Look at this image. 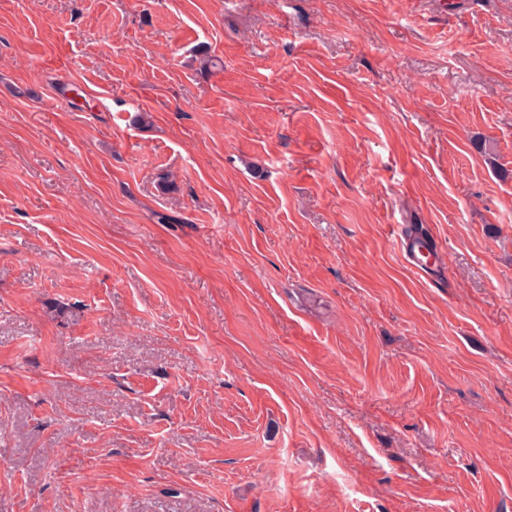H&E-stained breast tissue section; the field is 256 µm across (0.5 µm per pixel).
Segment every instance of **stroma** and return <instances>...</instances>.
<instances>
[{
    "mask_svg": "<svg viewBox=\"0 0 512 512\" xmlns=\"http://www.w3.org/2000/svg\"><path fill=\"white\" fill-rule=\"evenodd\" d=\"M499 167L512 0H0V512H512ZM399 245L405 262L416 272L428 274V268L433 259L432 253L412 246L411 240L406 235L400 237Z\"/></svg>",
    "mask_w": 512,
    "mask_h": 512,
    "instance_id": "35a3bbf8",
    "label": "stroma"
}]
</instances>
